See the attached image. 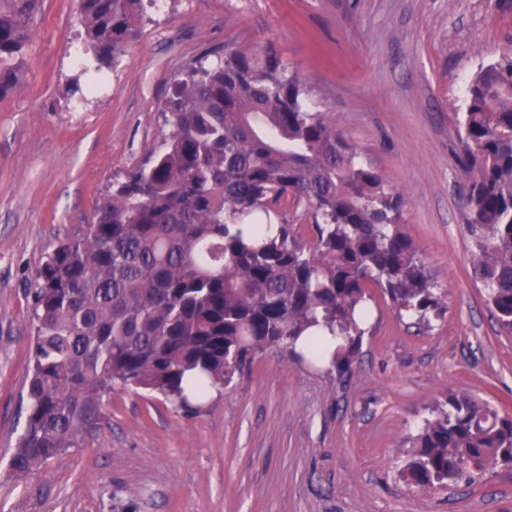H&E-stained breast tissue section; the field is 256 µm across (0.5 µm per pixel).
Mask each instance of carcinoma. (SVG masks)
Wrapping results in <instances>:
<instances>
[{"label":"carcinoma","mask_w":512,"mask_h":512,"mask_svg":"<svg viewBox=\"0 0 512 512\" xmlns=\"http://www.w3.org/2000/svg\"><path fill=\"white\" fill-rule=\"evenodd\" d=\"M40 6L0 0V98L20 82ZM143 15V0H80L94 61L115 62ZM165 110L164 147L113 181L93 222L36 274L15 474L79 447L116 385L187 407L268 349L322 359L318 328L341 339L328 372L343 382L373 291L420 326L447 309L402 230L399 195L311 108L272 44L227 43L215 67L198 59ZM457 121L473 274L512 335V54L478 68ZM298 209L304 225L288 220ZM411 442L408 485L475 484L512 465V417L456 391Z\"/></svg>","instance_id":"obj_1"}]
</instances>
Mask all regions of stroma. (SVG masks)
<instances>
[{"label":"stroma","instance_id":"35a3bbf8","mask_svg":"<svg viewBox=\"0 0 512 512\" xmlns=\"http://www.w3.org/2000/svg\"><path fill=\"white\" fill-rule=\"evenodd\" d=\"M82 32L79 0H43L24 77L0 99V512H512L510 467L450 488L400 476L448 393L512 414V336L472 275L455 120L467 80L512 50V0H168L147 7L97 94L70 56ZM230 40L274 43L399 193L445 314L422 331L375 295L343 382L268 352L185 409L115 388L81 447L15 475L37 270L114 175L162 148L176 82Z\"/></svg>","mask_w":512,"mask_h":512}]
</instances>
